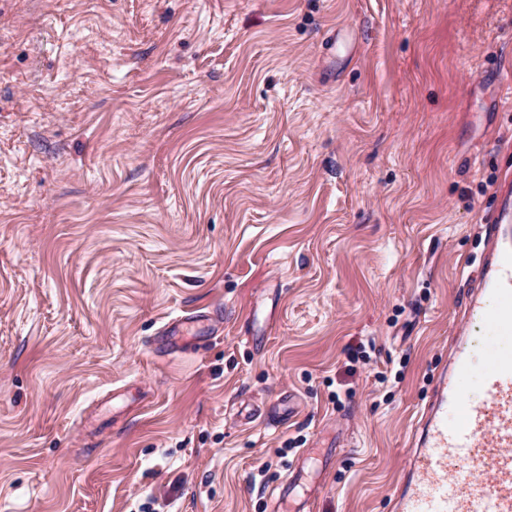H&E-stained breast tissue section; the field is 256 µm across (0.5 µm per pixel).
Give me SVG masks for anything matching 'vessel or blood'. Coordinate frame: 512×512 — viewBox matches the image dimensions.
<instances>
[{"instance_id":"obj_1","label":"vessel or blood","mask_w":512,"mask_h":512,"mask_svg":"<svg viewBox=\"0 0 512 512\" xmlns=\"http://www.w3.org/2000/svg\"><path fill=\"white\" fill-rule=\"evenodd\" d=\"M484 331L512 336L511 181L501 185L462 340L437 381L407 478L394 493L395 512H512V355L472 348L469 337ZM478 364L484 400L475 405L466 401L463 379ZM481 463L489 466L483 481L474 476ZM299 478L292 472L273 492V512H288Z\"/></svg>"}]
</instances>
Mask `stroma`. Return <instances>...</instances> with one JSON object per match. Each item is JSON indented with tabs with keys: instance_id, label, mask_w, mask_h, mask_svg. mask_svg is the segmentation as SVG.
<instances>
[{
	"instance_id": "obj_1",
	"label": "stroma",
	"mask_w": 512,
	"mask_h": 512,
	"mask_svg": "<svg viewBox=\"0 0 512 512\" xmlns=\"http://www.w3.org/2000/svg\"><path fill=\"white\" fill-rule=\"evenodd\" d=\"M507 70L512 0H0V512H394ZM300 475L301 467L297 464L292 474L288 476V479L279 485L277 491L271 495L270 504L272 511L288 512V508H284V506L292 501V493Z\"/></svg>"
}]
</instances>
